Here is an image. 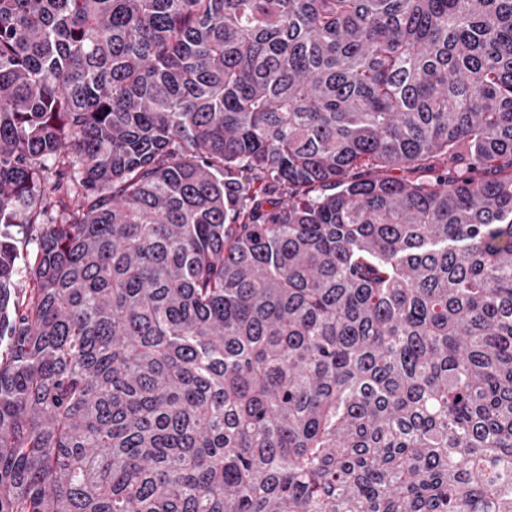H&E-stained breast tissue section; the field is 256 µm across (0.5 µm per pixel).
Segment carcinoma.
I'll use <instances>...</instances> for the list:
<instances>
[{
	"instance_id": "1",
	"label": "carcinoma",
	"mask_w": 512,
	"mask_h": 512,
	"mask_svg": "<svg viewBox=\"0 0 512 512\" xmlns=\"http://www.w3.org/2000/svg\"><path fill=\"white\" fill-rule=\"evenodd\" d=\"M0 512H512V0H0ZM11 235L19 255L14 267L13 287L16 292H22L31 284L29 260L37 252L39 228L38 225L21 224L11 228Z\"/></svg>"
}]
</instances>
